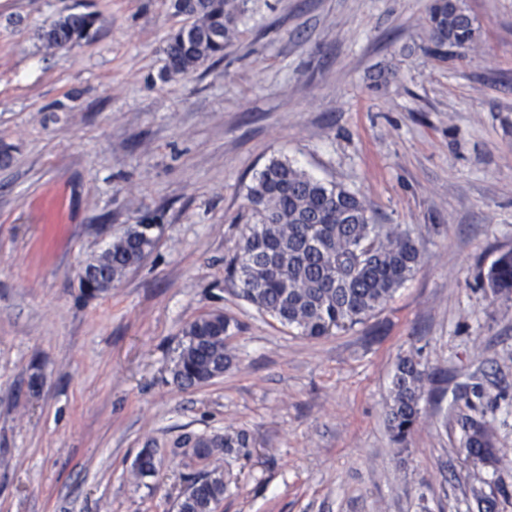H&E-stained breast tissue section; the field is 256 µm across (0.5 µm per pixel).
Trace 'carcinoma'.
I'll use <instances>...</instances> for the list:
<instances>
[{"instance_id":"carcinoma-1","label":"carcinoma","mask_w":512,"mask_h":512,"mask_svg":"<svg viewBox=\"0 0 512 512\" xmlns=\"http://www.w3.org/2000/svg\"><path fill=\"white\" fill-rule=\"evenodd\" d=\"M249 0H171L177 16L190 23L172 33L166 44L165 75H187L206 62L224 57L238 33ZM98 16L90 12L63 15L41 27L37 36L48 49L74 48L97 35ZM427 52L448 57L475 37L473 20L460 0H432ZM253 223L245 225L228 274L239 283V296L258 311L309 338L329 336L363 323L386 304L413 274L421 260L416 241L397 227L371 223L369 208L341 185L328 186L287 161L272 160L248 187ZM149 225L126 229L98 256L86 261L89 291H103L137 266L154 247ZM495 294L512 292V250L499 255L480 274ZM230 320L210 312L188 322L176 356L174 375L191 387L224 375L231 363L227 339ZM428 375L414 355L396 366L386 410L393 440L402 444L420 419L419 401ZM471 413L461 417L463 447L469 457L496 463L493 425L486 419L484 393L464 394ZM247 435L185 437V455L208 460L229 448H246ZM180 512H212L224 499V476L218 469L190 478Z\"/></svg>"}]
</instances>
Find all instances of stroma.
<instances>
[{
	"label": "stroma",
	"mask_w": 512,
	"mask_h": 512,
	"mask_svg": "<svg viewBox=\"0 0 512 512\" xmlns=\"http://www.w3.org/2000/svg\"><path fill=\"white\" fill-rule=\"evenodd\" d=\"M430 3L250 0L223 59L169 78L170 0H0V512H174L181 440L236 433L248 447L208 462L222 512H512V298L479 277L512 248V0H462L476 36L444 60ZM77 11L95 39L44 48L38 28ZM274 159L416 240L420 264L364 323L307 338L228 278ZM136 224L152 252L82 288ZM213 311L232 362L182 386L183 329ZM412 353L429 379L397 444L389 390ZM465 386L497 466L462 447Z\"/></svg>",
	"instance_id": "35a3bbf8"
}]
</instances>
